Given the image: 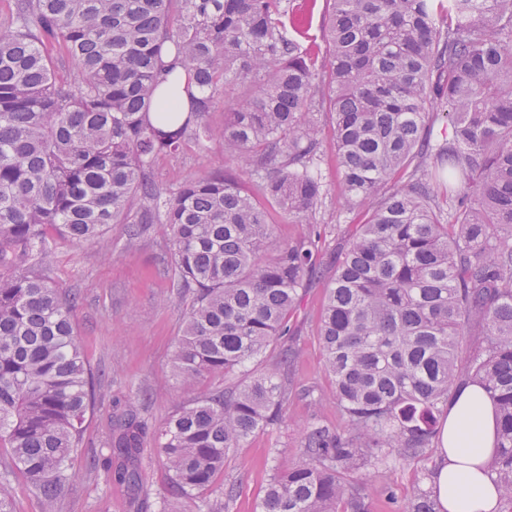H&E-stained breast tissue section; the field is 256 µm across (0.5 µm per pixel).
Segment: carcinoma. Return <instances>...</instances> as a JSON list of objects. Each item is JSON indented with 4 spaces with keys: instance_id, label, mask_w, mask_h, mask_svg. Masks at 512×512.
Wrapping results in <instances>:
<instances>
[{
    "instance_id": "carcinoma-1",
    "label": "carcinoma",
    "mask_w": 512,
    "mask_h": 512,
    "mask_svg": "<svg viewBox=\"0 0 512 512\" xmlns=\"http://www.w3.org/2000/svg\"><path fill=\"white\" fill-rule=\"evenodd\" d=\"M327 2L322 47L316 0H13L0 24V443L43 512L91 406L75 294L36 262L47 233L99 241L127 224L133 240L166 225L188 299L173 370L223 380L287 335L316 269L322 112L336 188L362 214L318 334L344 428L312 422L259 512H371L370 479L351 475L423 454L469 383L496 407L489 473L512 502V0ZM213 140L262 199L224 174L174 192L153 180L159 158ZM276 208L307 232L278 241ZM293 357L176 410L157 444L178 495L211 490L231 449L283 422ZM116 429L113 453L138 460L135 407ZM405 512H438L436 498L418 491Z\"/></svg>"
}]
</instances>
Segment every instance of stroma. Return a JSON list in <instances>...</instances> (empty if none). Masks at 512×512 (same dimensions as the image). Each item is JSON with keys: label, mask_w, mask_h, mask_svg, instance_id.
Instances as JSON below:
<instances>
[{"label": "stroma", "mask_w": 512, "mask_h": 512, "mask_svg": "<svg viewBox=\"0 0 512 512\" xmlns=\"http://www.w3.org/2000/svg\"><path fill=\"white\" fill-rule=\"evenodd\" d=\"M217 172L238 177L244 192L257 195L256 178L226 161L216 142L160 159L153 177L172 191L189 178ZM318 210L323 242L317 271L288 318V335L272 346L276 354L287 347L299 352L288 368L296 395L286 420L231 451L212 490L195 500L170 495L169 472L150 442L137 462L143 492L132 494L113 478L118 461L111 451L112 426L128 404L139 402L141 419L156 433L176 403L191 402L198 393L197 387L180 384L172 375L184 304L171 276L165 225H152L132 247L123 224L111 225L100 243H76L50 234L42 262L60 288L79 295L73 312L77 338L96 379L81 443L69 462L70 482L56 500L54 512H208L212 505L225 512H257L274 457L296 460L301 432L315 417H323L332 427L342 426L343 418L331 400L334 385L323 370L317 332L323 292L353 232L354 217L342 209L332 190ZM436 459L437 448L432 445L406 465L375 468L372 512H404L415 490H431ZM0 481L13 490L14 512H43L40 497L14 466L9 450L1 447Z\"/></svg>", "instance_id": "stroma-1"}]
</instances>
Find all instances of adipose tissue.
I'll use <instances>...</instances> for the list:
<instances>
[{
    "label": "adipose tissue",
    "mask_w": 512,
    "mask_h": 512,
    "mask_svg": "<svg viewBox=\"0 0 512 512\" xmlns=\"http://www.w3.org/2000/svg\"><path fill=\"white\" fill-rule=\"evenodd\" d=\"M496 438L494 405L481 387L465 385L441 429L433 477L440 512H496L501 492L488 473Z\"/></svg>",
    "instance_id": "adipose-tissue-1"
}]
</instances>
